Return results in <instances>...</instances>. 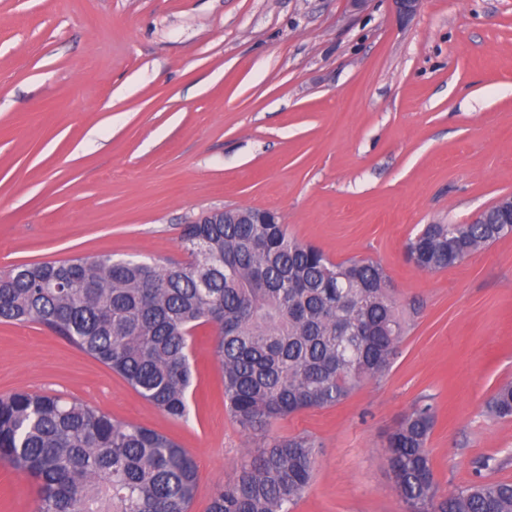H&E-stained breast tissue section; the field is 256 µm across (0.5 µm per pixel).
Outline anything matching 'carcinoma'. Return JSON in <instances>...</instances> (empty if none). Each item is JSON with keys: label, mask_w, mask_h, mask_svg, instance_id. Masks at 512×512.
Returning <instances> with one entry per match:
<instances>
[{"label": "carcinoma", "mask_w": 512, "mask_h": 512, "mask_svg": "<svg viewBox=\"0 0 512 512\" xmlns=\"http://www.w3.org/2000/svg\"><path fill=\"white\" fill-rule=\"evenodd\" d=\"M495 208L469 224H428L407 244L415 266H454L512 236ZM185 225L190 260L148 263L110 254L0 271V322H35L122 377L174 420L189 413L192 337L214 329L224 400L242 431L266 432L209 512H290L315 469L308 437L269 427L335 406L390 365L405 333L383 267L331 260L288 235L276 213L226 207ZM211 268L201 282L197 247ZM512 417V382L488 403ZM434 414L418 404L388 439L390 469L408 512H512V483L478 481L442 495L427 443ZM0 461L38 481V512H190L196 468L187 449L134 422L57 395L0 397Z\"/></svg>", "instance_id": "obj_1"}]
</instances>
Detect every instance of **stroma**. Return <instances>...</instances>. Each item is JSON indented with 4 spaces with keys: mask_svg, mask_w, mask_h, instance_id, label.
Masks as SVG:
<instances>
[{
    "mask_svg": "<svg viewBox=\"0 0 512 512\" xmlns=\"http://www.w3.org/2000/svg\"><path fill=\"white\" fill-rule=\"evenodd\" d=\"M512 194V0H0V269L109 254L184 260L185 224L225 206L277 212L335 261L384 268L406 331L389 369L332 407L276 422L311 436L293 512H405L387 438L420 400L445 492L512 482V237L428 272L427 224ZM213 329L194 336L174 420L42 326L0 323V397L76 398L191 454L208 512L255 444L233 421ZM0 463V512H37ZM488 409L499 418L512 417V382L498 387L488 403Z\"/></svg>",
    "mask_w": 512,
    "mask_h": 512,
    "instance_id": "obj_1",
    "label": "stroma"
}]
</instances>
